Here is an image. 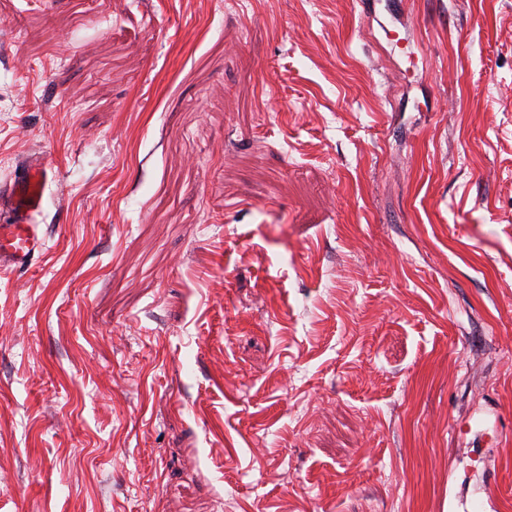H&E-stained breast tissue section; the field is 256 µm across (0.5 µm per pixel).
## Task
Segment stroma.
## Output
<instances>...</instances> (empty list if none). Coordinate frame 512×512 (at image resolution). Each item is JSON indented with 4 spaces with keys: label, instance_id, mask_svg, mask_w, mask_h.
I'll use <instances>...</instances> for the list:
<instances>
[{
    "label": "stroma",
    "instance_id": "1",
    "mask_svg": "<svg viewBox=\"0 0 512 512\" xmlns=\"http://www.w3.org/2000/svg\"><path fill=\"white\" fill-rule=\"evenodd\" d=\"M0 0V512H512V0ZM49 177L45 166L23 164L14 178L0 188V267L28 269L44 250L45 237L36 224Z\"/></svg>",
    "mask_w": 512,
    "mask_h": 512
}]
</instances>
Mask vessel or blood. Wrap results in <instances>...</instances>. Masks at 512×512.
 I'll return each mask as SVG.
<instances>
[{
  "label": "vessel or blood",
  "mask_w": 512,
  "mask_h": 512,
  "mask_svg": "<svg viewBox=\"0 0 512 512\" xmlns=\"http://www.w3.org/2000/svg\"><path fill=\"white\" fill-rule=\"evenodd\" d=\"M48 187L47 169L36 162L22 165L0 187V266L26 269L42 254L45 238L35 216Z\"/></svg>",
  "instance_id": "vessel-or-blood-1"
}]
</instances>
